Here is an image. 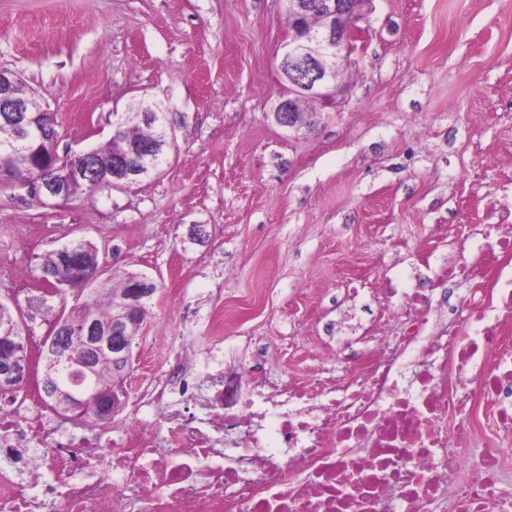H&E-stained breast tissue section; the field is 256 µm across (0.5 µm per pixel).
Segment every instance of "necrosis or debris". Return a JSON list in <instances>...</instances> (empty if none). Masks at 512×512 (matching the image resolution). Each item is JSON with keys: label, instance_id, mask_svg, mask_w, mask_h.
<instances>
[{"label": "necrosis or debris", "instance_id": "obj_1", "mask_svg": "<svg viewBox=\"0 0 512 512\" xmlns=\"http://www.w3.org/2000/svg\"><path fill=\"white\" fill-rule=\"evenodd\" d=\"M431 287L378 292L369 327L327 344L307 381L269 386L257 366L228 404L224 339L171 348L127 422L76 439L41 392L0 408V512H512V197ZM500 257L438 327L434 290ZM39 451L23 467L22 451Z\"/></svg>", "mask_w": 512, "mask_h": 512}]
</instances>
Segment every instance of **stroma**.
Returning a JSON list of instances; mask_svg holds the SVG:
<instances>
[{"instance_id":"35a3bbf8","label":"stroma","mask_w":512,"mask_h":512,"mask_svg":"<svg viewBox=\"0 0 512 512\" xmlns=\"http://www.w3.org/2000/svg\"><path fill=\"white\" fill-rule=\"evenodd\" d=\"M284 0H0V70L53 112L58 154L105 145L115 115L164 112L159 173L40 205L0 185V303L25 334L77 303L39 289L42 258L97 246L101 282L151 278L126 399L170 337L227 353L260 340L267 381L319 361L289 349L358 305L454 261L445 239L512 194V0H371L335 108L302 134L269 117L282 91ZM223 313L220 327L207 320Z\"/></svg>"}]
</instances>
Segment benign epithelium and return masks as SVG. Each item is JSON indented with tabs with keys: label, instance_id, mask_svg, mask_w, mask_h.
Returning <instances> with one entry per match:
<instances>
[{
	"label": "benign epithelium",
	"instance_id": "obj_1",
	"mask_svg": "<svg viewBox=\"0 0 512 512\" xmlns=\"http://www.w3.org/2000/svg\"><path fill=\"white\" fill-rule=\"evenodd\" d=\"M285 18L288 19V40L283 45L280 70L286 87L280 95L271 116L280 127L299 130L306 123L307 113L300 110L299 102L314 98L325 105H333L340 92L341 76L337 61L348 56L355 48L361 30L356 21L366 0H286ZM314 14L322 19L318 28L304 25L302 20ZM19 79L12 73L0 70V138L7 137V148L12 154L14 168L19 177L13 179L18 188L29 197L54 205L72 200L70 187L83 182L91 188L101 186L127 188L143 174L139 168L128 164V157L148 161L161 149V145L140 147L126 144L118 150L116 160L102 161L95 149L76 153L77 161L59 165L55 145L56 131L41 121L43 110L33 108L25 98L13 94ZM50 147V163L43 168L32 166L34 143ZM146 278L131 281L123 298L118 319L112 331H103L92 318L75 329L65 328V334L82 340L79 360L65 358L60 369L57 362L45 365V377L56 383L59 402L74 414L92 403L98 417L115 415L125 405L119 390H88L87 380L93 375V355L112 349L122 367L130 365L131 348L126 337L125 323L139 315L155 294V289L144 287ZM0 374L28 379V366L14 343L0 346Z\"/></svg>",
	"mask_w": 512,
	"mask_h": 512
}]
</instances>
